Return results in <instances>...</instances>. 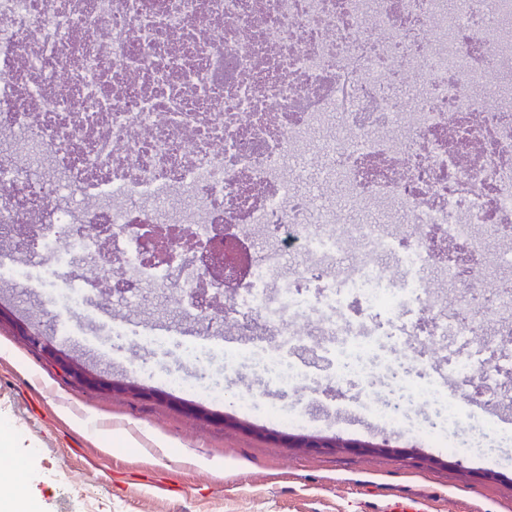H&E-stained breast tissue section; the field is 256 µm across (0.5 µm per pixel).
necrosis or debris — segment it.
I'll use <instances>...</instances> for the list:
<instances>
[{"label":"necrosis or debris","mask_w":512,"mask_h":512,"mask_svg":"<svg viewBox=\"0 0 512 512\" xmlns=\"http://www.w3.org/2000/svg\"><path fill=\"white\" fill-rule=\"evenodd\" d=\"M395 73L414 85L413 99L393 95ZM334 117L341 134L306 160L326 178L319 195L304 193L287 160ZM342 153L351 163L341 168ZM336 193L403 215L415 236L371 222L339 232L332 211L310 229L320 195ZM142 224L176 227L189 241L229 227L246 246L237 289L207 292L212 279L193 250L148 263ZM497 224H512V0H0V275L25 278L23 264L6 262L18 242L37 257L91 263L88 281L56 290L46 308L93 292L123 299L145 282L178 295L200 337L211 336L219 303L226 329L254 315L283 346L311 325L334 339L329 380L364 383L359 410L483 460L512 445V431L465 409L446 382L415 383L408 363L377 370L374 339L345 309L356 300L393 315L455 289L428 328H408L405 345L418 335L455 344V380L497 389V367L473 352L512 356L500 345L512 336V296L495 295L512 250L492 252L486 234ZM262 237L274 241L268 250ZM387 251L398 267L379 263ZM295 253L307 264L271 282L270 269ZM430 267L437 279L422 280ZM466 274L488 295L468 319L457 291ZM207 356L191 347L181 368L136 369L220 402ZM242 366L279 389L310 380L253 341L224 352L225 371ZM420 401L431 417L417 414ZM238 402L310 423L250 388Z\"/></svg>","instance_id":"necrosis-or-debris-1"}]
</instances>
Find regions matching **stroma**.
<instances>
[{
  "mask_svg": "<svg viewBox=\"0 0 512 512\" xmlns=\"http://www.w3.org/2000/svg\"><path fill=\"white\" fill-rule=\"evenodd\" d=\"M32 272L39 285L0 290V304L12 314L0 323V434L8 438L0 471L14 475L36 512H87L91 490L112 512H384L394 494L442 500L448 512H512V446L497 449L492 470L483 471L478 461L363 416L338 415L337 405L358 397L359 389L352 381L331 384L324 355L304 345L296 356L311 366L314 380L299 391L267 388L245 369L225 374L220 356L207 362L224 383L218 413L252 422L253 432L190 415L163 398V384L130 367L136 358L180 363L192 325L163 290L143 287L126 313L132 324L169 330L171 344L152 348L138 337L113 335V306L102 295L78 308H44L47 286L63 288L87 276L81 264ZM28 321L94 372L134 381L151 397L75 385L18 336L16 324ZM244 387L279 405L302 404L311 434L359 438L383 450L283 447L281 427L237 410L234 396Z\"/></svg>",
  "mask_w": 512,
  "mask_h": 512,
  "instance_id": "stroma-1",
  "label": "stroma"
}]
</instances>
